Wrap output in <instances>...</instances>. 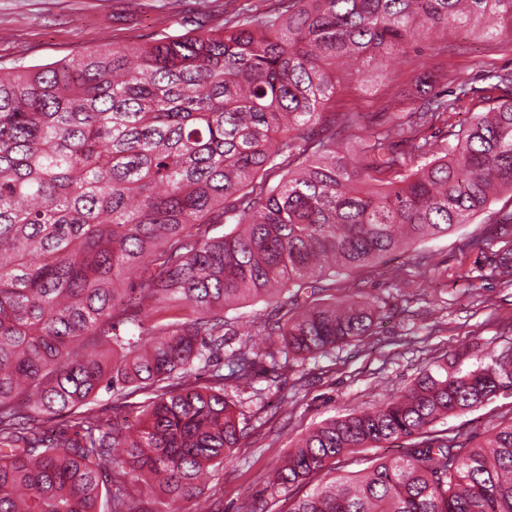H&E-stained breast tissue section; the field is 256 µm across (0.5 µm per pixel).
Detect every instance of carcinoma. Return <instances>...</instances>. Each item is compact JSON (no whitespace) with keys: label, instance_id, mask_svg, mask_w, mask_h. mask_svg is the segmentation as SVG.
Instances as JSON below:
<instances>
[{"label":"carcinoma","instance_id":"carcinoma-1","mask_svg":"<svg viewBox=\"0 0 512 512\" xmlns=\"http://www.w3.org/2000/svg\"><path fill=\"white\" fill-rule=\"evenodd\" d=\"M456 27L512 42V0H280L222 28L0 72V512H134L124 485L144 473L166 496L202 494L203 471L246 435L227 388L372 334L377 301H330V278L512 193V96L445 147L418 136L454 106L430 86L413 112L394 99L367 113L392 125L355 151L328 133L336 71L385 78L392 56ZM246 301L268 309L263 345L226 354L225 314ZM182 304L193 319L159 316ZM223 358L228 372L201 378ZM505 387L512 353L426 369L310 431L266 491L324 475L287 512H512V419L479 440L434 428ZM102 390L149 402L133 425L106 423L91 407ZM393 447L336 475L358 449Z\"/></svg>","mask_w":512,"mask_h":512}]
</instances>
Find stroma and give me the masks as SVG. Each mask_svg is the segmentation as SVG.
Segmentation results:
<instances>
[{"label": "stroma", "mask_w": 512, "mask_h": 512, "mask_svg": "<svg viewBox=\"0 0 512 512\" xmlns=\"http://www.w3.org/2000/svg\"><path fill=\"white\" fill-rule=\"evenodd\" d=\"M275 5L276 0H0V69L49 64L105 44L146 43L164 30L218 28L227 11ZM489 68L512 71V43L464 29L420 39L398 57L387 79H339L326 105L336 117V143L355 147L370 134L347 122V114L383 111L397 97L413 108L421 82L449 92L456 82H478ZM511 210L512 196L501 195L492 211L472 223L336 276L329 297L358 294L378 301L374 333L288 369L282 394L269 391L262 376L252 388L233 392L247 424L241 448L211 472L197 500L167 504L144 483H128L138 512H196L199 501L215 499L222 512H286L287 500L272 502L264 478L309 430L383 404L433 362L447 361L449 372L465 373L512 349V280L493 271L491 253L466 246L487 233L496 212ZM511 418L507 388L436 427L482 436Z\"/></svg>", "instance_id": "stroma-1"}]
</instances>
